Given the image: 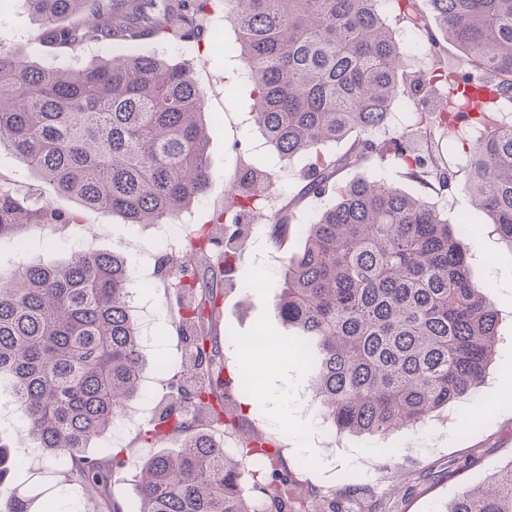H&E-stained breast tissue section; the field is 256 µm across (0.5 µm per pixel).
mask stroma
Returning <instances> with one entry per match:
<instances>
[{
	"mask_svg": "<svg viewBox=\"0 0 512 512\" xmlns=\"http://www.w3.org/2000/svg\"><path fill=\"white\" fill-rule=\"evenodd\" d=\"M0 46L21 48L28 61L60 70L80 67L105 57V50L87 47L75 53L50 47L39 37V26L23 0H0ZM135 54L157 56L183 64L192 80L206 92L205 120L216 121L208 149L213 178L206 193L181 215L189 229L204 224L211 211L223 208L230 181L242 167L261 161L276 174L275 198L257 216L258 231L245 243L237 262L240 287L225 291L222 311L210 324V334L224 353L227 365L239 362L248 337L266 330L276 338L283 331L275 310L271 285L283 273L282 259L303 245V227L319 210L331 206L334 195L301 198L307 161L293 159L281 167L265 143L262 131L251 121L242 101L249 94L242 79H229L228 70L239 69L234 53H211L194 44L175 45L146 40ZM248 141L250 151L235 153L232 144ZM374 177L402 192L424 198L448 219L469 213L478 227L468 257L472 279L485 287L488 301L499 313L498 343L484 383L470 398L442 412L426 426L401 429L387 438H370L334 432L323 423L307 383V371L297 353L286 359L257 353L265 373L260 386L280 395V403L251 394L241 414L240 428L279 441L281 465L288 467L299 490L311 498H335L344 512H368L379 501L386 512H441L454 492L493 473L512 457V245L500 239L486 215L476 210L471 197L453 189L438 195L408 178L396 164L348 167L337 179L346 183ZM54 206L80 211L81 224L41 227L19 226L0 235V273L21 263L54 264L67 261L73 251H130L134 277L147 276L149 288L140 289L136 317L149 336L147 366L143 374L144 402L161 412L169 402L170 369L159 368L158 358L180 356L186 344L179 331V295L158 268L162 251L161 224L130 225L116 215L80 209L71 198L52 195ZM293 202L294 219L287 239L273 242L264 226L269 216ZM0 400L9 411L0 417V442L13 448L24 461L15 476L20 492L32 498L33 508L68 484L65 470L49 467L41 451L17 428L21 409L9 386L0 387ZM130 465L112 477V496L132 512L135 501V462L145 458L138 433L123 442ZM457 467L449 475V467Z\"/></svg>",
	"mask_w": 512,
	"mask_h": 512,
	"instance_id": "1",
	"label": "stroma"
}]
</instances>
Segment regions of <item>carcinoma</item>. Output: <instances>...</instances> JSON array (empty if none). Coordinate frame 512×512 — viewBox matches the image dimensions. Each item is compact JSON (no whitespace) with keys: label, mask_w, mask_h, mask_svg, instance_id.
I'll use <instances>...</instances> for the list:
<instances>
[{"label":"carcinoma","mask_w":512,"mask_h":512,"mask_svg":"<svg viewBox=\"0 0 512 512\" xmlns=\"http://www.w3.org/2000/svg\"><path fill=\"white\" fill-rule=\"evenodd\" d=\"M399 20L428 34L431 70L442 69L441 41L463 51L461 74L492 100L512 106V0H392ZM41 37L53 47L135 46L147 39L198 43L215 38L204 25L213 0H25ZM233 15L247 109L280 159L308 155L303 195L336 194L303 229V248L284 259L274 285L277 314L310 375L324 422L339 434L381 437L427 424L475 392L495 352L499 316L469 271L465 218L458 227L422 199L376 179L342 184L352 165L399 162L412 180L443 193L458 188L485 212L493 231L512 244V122L489 124L468 100L448 98L389 139L384 127L398 100L427 97L432 76L410 75L386 23L381 0H224ZM205 92L188 71L155 56L96 59L62 71L29 62L18 48H0V151L37 179L85 209L123 217L128 224H175L204 195L213 173L207 161L215 124L203 122ZM486 127L466 162L449 169L438 145L450 118ZM354 137L342 156L322 148ZM274 174L261 163L230 184L232 203L213 212L185 249L215 260L201 272L166 256L161 268L180 294L178 322L190 356L170 382L172 400L195 383L190 415L168 411L148 421L146 444L180 434L176 453H157L139 467L135 512H339L303 493L292 494L289 472L254 486L257 510L239 486L252 456L274 458L276 444L241 438L231 458L195 431L205 416L234 429L239 399L252 386L224 376L228 366L205 324L218 311L223 288L235 285L242 244L253 230L262 193ZM290 206L266 225L281 241ZM34 195L0 185V234L19 224H79ZM127 256L78 250L58 264L25 263L0 273V384L22 409L21 428L48 464L69 461L86 491L107 494L112 474L127 466L121 449L87 448L113 429L119 412L143 396L146 367L132 306ZM21 466L0 443V512H34L11 485ZM445 512H512V458L482 484L460 488Z\"/></svg>","instance_id":"obj_1"}]
</instances>
